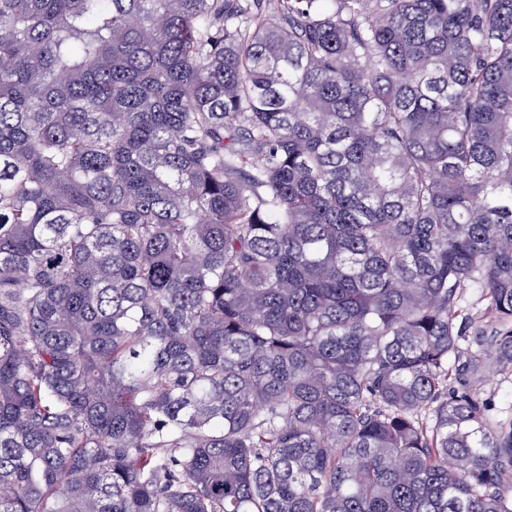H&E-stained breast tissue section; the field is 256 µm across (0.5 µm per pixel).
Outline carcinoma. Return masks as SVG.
<instances>
[{"instance_id":"obj_1","label":"carcinoma","mask_w":512,"mask_h":512,"mask_svg":"<svg viewBox=\"0 0 512 512\" xmlns=\"http://www.w3.org/2000/svg\"><path fill=\"white\" fill-rule=\"evenodd\" d=\"M266 7L0 0V512H512V0ZM461 309L468 317V335H472L475 331H483L485 336H493L497 329V324L488 313L487 301L483 299L477 288H467L464 291L461 301ZM482 379L483 397L491 400L492 414L512 411V377L504 379L495 369L487 367Z\"/></svg>"}]
</instances>
